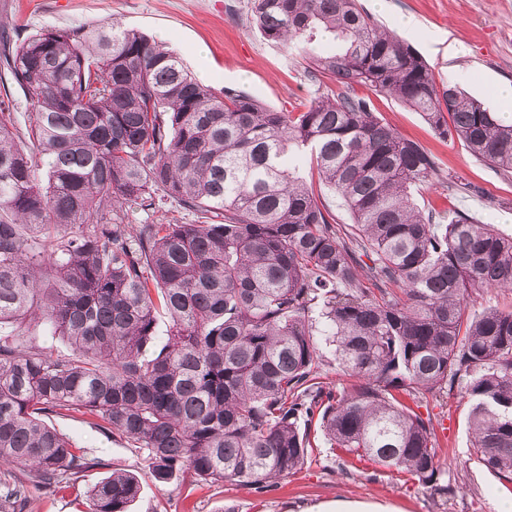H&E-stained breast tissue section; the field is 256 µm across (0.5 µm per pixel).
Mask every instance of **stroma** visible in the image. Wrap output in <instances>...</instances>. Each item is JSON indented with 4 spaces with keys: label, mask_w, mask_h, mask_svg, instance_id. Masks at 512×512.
<instances>
[{
    "label": "stroma",
    "mask_w": 512,
    "mask_h": 512,
    "mask_svg": "<svg viewBox=\"0 0 512 512\" xmlns=\"http://www.w3.org/2000/svg\"><path fill=\"white\" fill-rule=\"evenodd\" d=\"M358 2L372 20L412 45L438 83H454L489 111H502L495 89L512 83V0H385L381 8L376 0ZM402 15L413 18L411 28L396 29ZM113 20L164 43L202 83L218 91H245L277 111H305L336 87L334 78L312 71L308 54L271 43L251 26L250 0H0V30L16 42L40 30ZM353 92L370 96L384 122L436 158L445 178L419 186L416 199L422 210L460 211L512 236V176L477 160L460 141L440 138L419 113L395 98L369 94L359 84ZM468 409L456 391L444 400L428 394L421 398L419 411L437 435L443 470L439 485L345 466L314 430L304 466L261 492L235 481L210 485L179 475L157 482L127 439L79 415L58 417L56 429L103 465L56 495L31 491L26 512H81L86 491L116 468L140 479L141 493L131 512H328L339 499L378 512H497L500 500L512 497V481L491 474L478 460ZM443 484L451 486V493L440 492Z\"/></svg>",
    "instance_id": "35a3bbf8"
}]
</instances>
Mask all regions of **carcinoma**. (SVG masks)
I'll return each instance as SVG.
<instances>
[{"mask_svg": "<svg viewBox=\"0 0 512 512\" xmlns=\"http://www.w3.org/2000/svg\"><path fill=\"white\" fill-rule=\"evenodd\" d=\"M250 22L286 46L330 39L312 63L344 90L276 111L115 22L0 38L34 109L24 129L0 112V512L102 465L49 424L66 413L128 439L161 483L261 490L305 464L314 425L352 467L436 485V435L414 405L458 386L479 461L512 476V311L466 315L477 291L512 288V237L420 210L434 156L345 88L393 96L507 173L512 125L439 85L358 0H251ZM306 146L349 235L287 163ZM159 194L198 223L132 227L125 206ZM32 317L71 352L28 341ZM325 365L358 384L325 386ZM139 491L115 470L86 512H128Z\"/></svg>", "mask_w": 512, "mask_h": 512, "instance_id": "1", "label": "carcinoma"}]
</instances>
